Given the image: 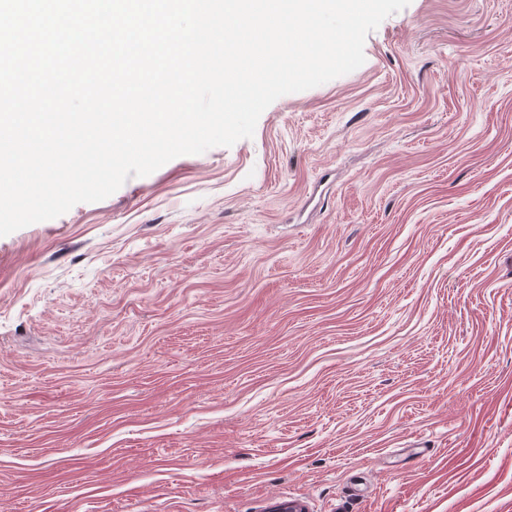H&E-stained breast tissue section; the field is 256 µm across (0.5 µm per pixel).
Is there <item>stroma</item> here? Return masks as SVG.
I'll use <instances>...</instances> for the list:
<instances>
[{
	"mask_svg": "<svg viewBox=\"0 0 512 512\" xmlns=\"http://www.w3.org/2000/svg\"><path fill=\"white\" fill-rule=\"evenodd\" d=\"M364 55L0 237V512H512V0ZM261 512H309L306 498L290 494L266 497L262 499Z\"/></svg>",
	"mask_w": 512,
	"mask_h": 512,
	"instance_id": "35a3bbf8",
	"label": "stroma"
}]
</instances>
